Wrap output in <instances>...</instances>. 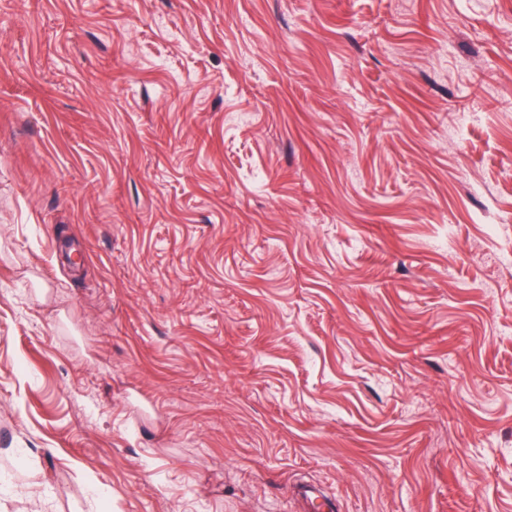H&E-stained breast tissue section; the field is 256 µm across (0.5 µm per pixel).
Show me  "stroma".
Instances as JSON below:
<instances>
[{
    "label": "stroma",
    "instance_id": "1",
    "mask_svg": "<svg viewBox=\"0 0 512 512\" xmlns=\"http://www.w3.org/2000/svg\"><path fill=\"white\" fill-rule=\"evenodd\" d=\"M512 512V0H0V512Z\"/></svg>",
    "mask_w": 512,
    "mask_h": 512
}]
</instances>
